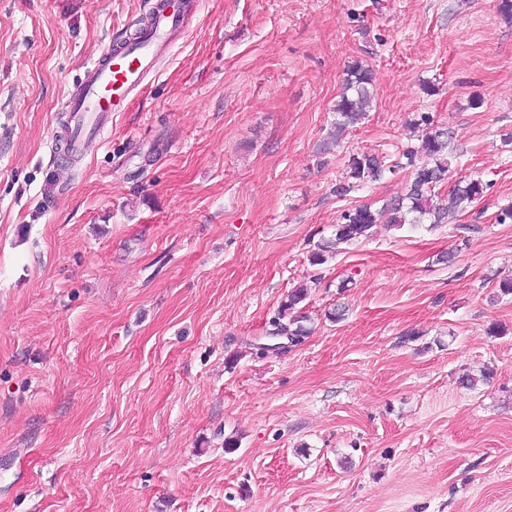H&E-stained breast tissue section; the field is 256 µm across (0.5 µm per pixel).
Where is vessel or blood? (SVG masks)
<instances>
[{
  "mask_svg": "<svg viewBox=\"0 0 512 512\" xmlns=\"http://www.w3.org/2000/svg\"><path fill=\"white\" fill-rule=\"evenodd\" d=\"M196 0H169L154 8L146 22L127 40L106 46L85 70L64 103L63 150L83 151L99 137L130 99L143 94L160 58L183 35Z\"/></svg>",
  "mask_w": 512,
  "mask_h": 512,
  "instance_id": "1",
  "label": "vessel or blood"
}]
</instances>
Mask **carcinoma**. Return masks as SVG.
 <instances>
[{
    "instance_id": "cac0c4a2",
    "label": "carcinoma",
    "mask_w": 512,
    "mask_h": 512,
    "mask_svg": "<svg viewBox=\"0 0 512 512\" xmlns=\"http://www.w3.org/2000/svg\"><path fill=\"white\" fill-rule=\"evenodd\" d=\"M371 74L359 63L349 66L344 88L333 111L336 121L333 128L336 137L365 118L372 105ZM449 137L444 129L429 130L421 135L419 144L403 152L405 165L414 168V176L404 197L379 209L369 204L358 205L342 215V222L335 227V238L318 245V251L310 256L311 263L323 261V252L340 243H353L368 238L373 228L384 223L401 228L405 224L418 225L427 222L441 224L451 210H463L483 193V184L478 180L457 183L449 193L450 205L434 202V190L448 179ZM349 178L336 186V195L345 197L361 187L380 180L386 172L383 161L373 154L352 155L348 159ZM307 297V289L294 288L281 303L278 320L274 321V332L288 334L293 341L310 333L303 324V317L295 314L296 307Z\"/></svg>"
}]
</instances>
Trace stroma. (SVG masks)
I'll use <instances>...</instances> for the list:
<instances>
[{
	"mask_svg": "<svg viewBox=\"0 0 512 512\" xmlns=\"http://www.w3.org/2000/svg\"><path fill=\"white\" fill-rule=\"evenodd\" d=\"M157 2L0 0V512H512L501 0H197L68 160V93ZM355 61L373 106L330 148ZM424 117L482 197L311 265L344 211L403 195ZM362 153L395 172L336 196ZM302 285L310 335L273 340Z\"/></svg>",
	"mask_w": 512,
	"mask_h": 512,
	"instance_id": "35a3bbf8",
	"label": "stroma"
}]
</instances>
